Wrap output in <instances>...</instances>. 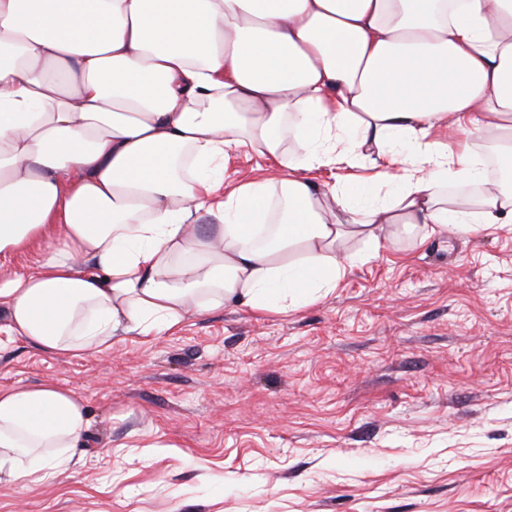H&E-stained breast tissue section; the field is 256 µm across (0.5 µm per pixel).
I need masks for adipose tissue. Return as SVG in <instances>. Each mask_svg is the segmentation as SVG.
Masks as SVG:
<instances>
[{
  "label": "adipose tissue",
  "instance_id": "1",
  "mask_svg": "<svg viewBox=\"0 0 512 512\" xmlns=\"http://www.w3.org/2000/svg\"><path fill=\"white\" fill-rule=\"evenodd\" d=\"M481 129L493 183L436 140ZM239 149L275 177L226 182ZM506 224L512 0H0V256L41 247L0 318L45 353L298 310L407 229ZM88 428L74 389L0 387V476L63 474Z\"/></svg>",
  "mask_w": 512,
  "mask_h": 512
}]
</instances>
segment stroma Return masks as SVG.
<instances>
[{
  "mask_svg": "<svg viewBox=\"0 0 512 512\" xmlns=\"http://www.w3.org/2000/svg\"><path fill=\"white\" fill-rule=\"evenodd\" d=\"M74 388L83 460L0 512H512V224L403 237L322 302L223 305L0 387Z\"/></svg>",
  "mask_w": 512,
  "mask_h": 512,
  "instance_id": "obj_1",
  "label": "stroma"
}]
</instances>
